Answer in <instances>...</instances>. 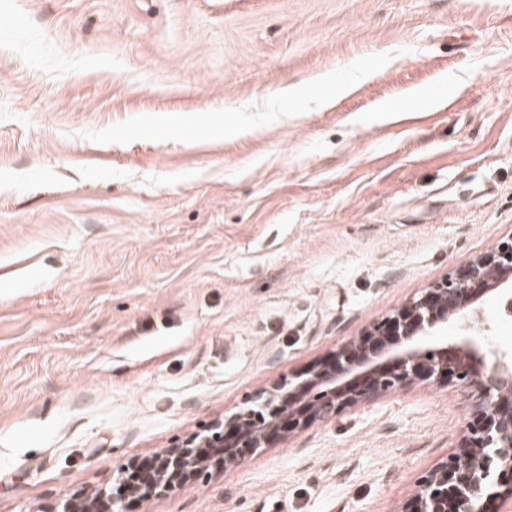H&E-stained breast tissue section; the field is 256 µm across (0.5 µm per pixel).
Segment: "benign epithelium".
Listing matches in <instances>:
<instances>
[{
  "mask_svg": "<svg viewBox=\"0 0 512 512\" xmlns=\"http://www.w3.org/2000/svg\"><path fill=\"white\" fill-rule=\"evenodd\" d=\"M489 269L497 271V278L486 276ZM511 280L509 237L332 352L306 377L261 389L248 405L157 454L152 466L124 482L144 500L166 495L215 466L241 464L248 452L313 420L330 419L345 405L415 381L455 379L479 400L466 444L419 482L406 512H490L491 500L512 496V355L500 356L469 341L424 347L422 338L451 316L472 314L484 295Z\"/></svg>",
  "mask_w": 512,
  "mask_h": 512,
  "instance_id": "7a95c632",
  "label": "benign epithelium"
}]
</instances>
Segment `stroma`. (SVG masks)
I'll return each mask as SVG.
<instances>
[{"mask_svg":"<svg viewBox=\"0 0 512 512\" xmlns=\"http://www.w3.org/2000/svg\"><path fill=\"white\" fill-rule=\"evenodd\" d=\"M511 236L512 0H0V512L116 493ZM472 334L512 352L496 294L429 341ZM474 407L417 381L126 512H404Z\"/></svg>","mask_w":512,"mask_h":512,"instance_id":"35a3bbf8","label":"stroma"}]
</instances>
